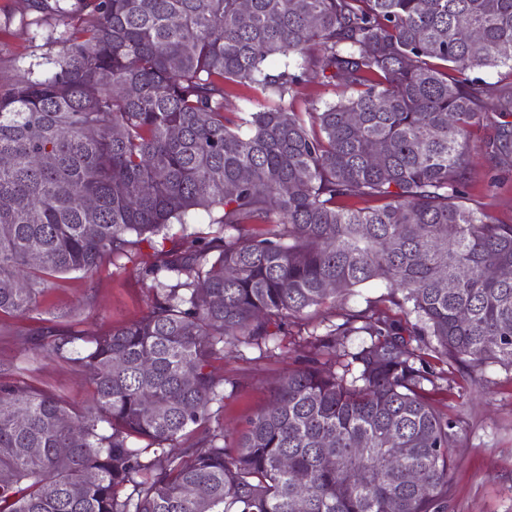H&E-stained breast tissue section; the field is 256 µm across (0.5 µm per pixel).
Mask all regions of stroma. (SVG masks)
Returning <instances> with one entry per match:
<instances>
[{
    "instance_id": "stroma-1",
    "label": "stroma",
    "mask_w": 512,
    "mask_h": 512,
    "mask_svg": "<svg viewBox=\"0 0 512 512\" xmlns=\"http://www.w3.org/2000/svg\"><path fill=\"white\" fill-rule=\"evenodd\" d=\"M35 15L32 0H0L1 84L56 50L47 38L58 27L55 14L46 13L38 28L30 24ZM468 192L498 223L512 224V170L493 173L489 159L474 154ZM218 216L215 210H197L187 226L173 224L164 243H140L91 277L73 273L52 279L29 316L0 312V382H26L74 407H86L92 391L88 380L47 352L39 330L55 327L97 336L139 319L151 300L142 269L155 261L160 249L178 246L183 233L222 235ZM311 356L298 326L292 325L267 349L242 346L214 358L213 374L234 383L224 391L219 416L225 430L242 429L268 402L273 382ZM430 365L436 375L431 395L458 422L449 449L454 470L448 512H512V368L489 363L474 369L436 358Z\"/></svg>"
}]
</instances>
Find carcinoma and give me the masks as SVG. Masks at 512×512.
I'll return each mask as SVG.
<instances>
[{
  "instance_id": "obj_1",
  "label": "carcinoma",
  "mask_w": 512,
  "mask_h": 512,
  "mask_svg": "<svg viewBox=\"0 0 512 512\" xmlns=\"http://www.w3.org/2000/svg\"><path fill=\"white\" fill-rule=\"evenodd\" d=\"M81 2L57 51L0 85V312L36 311L50 278L165 240L198 209L228 235L160 250L141 319L41 332L92 395L74 412L0 383V512H448L457 423L428 396L425 351L512 367V276L488 274L512 272V224L467 193L480 114L501 118L482 151L512 166V88L472 76L512 64V0ZM314 79L350 93L289 111ZM236 86L271 105L232 115ZM374 280L386 297L309 332L331 362L280 378L227 447L211 359Z\"/></svg>"
}]
</instances>
